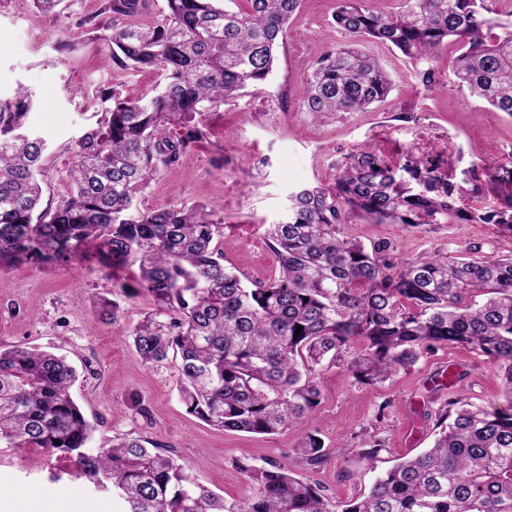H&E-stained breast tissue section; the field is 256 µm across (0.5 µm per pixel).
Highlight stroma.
I'll return each mask as SVG.
<instances>
[{"instance_id": "1", "label": "stroma", "mask_w": 512, "mask_h": 512, "mask_svg": "<svg viewBox=\"0 0 512 512\" xmlns=\"http://www.w3.org/2000/svg\"><path fill=\"white\" fill-rule=\"evenodd\" d=\"M64 4V13L53 16L35 9L33 0H0V92L12 93L21 83L37 95L28 124L47 143L40 175L47 202L68 189L71 149L95 123L103 106L101 90L146 100L165 84L161 70L123 69L106 58L111 20L103 19L96 30L83 24L97 14L101 0ZM335 11L336 0H301L268 81L206 114L208 142L161 170L136 197L141 210L204 206L223 223L225 263L253 282L269 281L279 272L267 230L285 218L289 193L328 179L331 166L348 153L369 149L396 163L411 148L444 149L456 181L466 188L487 183L496 164L512 159V117L458 87L455 42L438 52L434 65L441 84L430 91L416 82L411 64L395 47L359 42V49L377 55L394 79L386 100L364 112L318 119L305 112V67L349 42L334 24ZM347 231L368 246L389 243L400 261L472 249L489 259L512 255V236L487 224L409 227L354 218ZM138 274L132 261L109 268L93 261L0 265V349L25 343L66 357L76 367L72 393L94 426L87 453L122 437H140L171 450L187 473L232 501L248 493L236 460L293 466L301 437L315 433L327 456L309 477L341 503L366 492L398 458L431 447L436 414L449 394L502 409L512 405L497 367L471 348H440L381 384L358 382L347 369L365 349L358 339L322 372L323 399L310 416L271 435L211 427L182 404L177 361L144 365L128 337L153 309L152 297L143 293L121 300L123 314L116 322L99 315L97 303L111 297L114 284L135 283ZM137 400L147 415L138 414ZM373 437L386 446L376 460L337 450L350 439ZM72 467L58 452L0 447V503H9L11 512H47L56 504L63 512H117L118 502L87 479L71 476ZM57 470L63 476L51 482Z\"/></svg>"}]
</instances>
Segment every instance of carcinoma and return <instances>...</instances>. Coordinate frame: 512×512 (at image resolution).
I'll return each mask as SVG.
<instances>
[{"mask_svg": "<svg viewBox=\"0 0 512 512\" xmlns=\"http://www.w3.org/2000/svg\"><path fill=\"white\" fill-rule=\"evenodd\" d=\"M165 0L161 20L136 18L153 0H103L112 16L106 48L125 69L160 68L166 83L147 101L102 91L95 125L75 141L69 189L42 205L38 180L45 140L27 127L35 95L18 85L0 96V262L59 264L95 246L110 267L140 256L136 286L156 308L129 331L143 364L179 358L178 392L188 413L226 431L274 434L321 404L316 376L355 340L363 354L348 365L369 385L445 346L471 347L495 363L512 401V257L448 255L396 263L387 243L365 246L344 231L346 217L376 223H482L512 235V162L490 173L496 201L459 202L444 152L391 164L352 152L333 184L288 195V216L268 230L277 277L245 283L215 243L220 222L202 206L132 211L136 194L161 167L209 137L203 115L265 82L279 38L301 0ZM505 0H405L387 14L372 0H338L336 26L354 40L390 44L426 89L439 85L434 55L462 42L456 75L471 94L512 116V22ZM512 17V11L507 13ZM393 87L379 59L351 46L307 69L303 105L314 116L361 112ZM486 296L482 304L471 294ZM77 373L63 357L26 344L0 349V447L48 448L69 456L78 475L112 492L123 512H512V407L448 396L433 447L406 458L344 504L276 463L239 461L250 492L228 502L197 482L171 451L125 438L94 455V430L75 401ZM300 465L325 460L322 439L299 442Z\"/></svg>", "mask_w": 512, "mask_h": 512, "instance_id": "obj_1", "label": "carcinoma"}]
</instances>
